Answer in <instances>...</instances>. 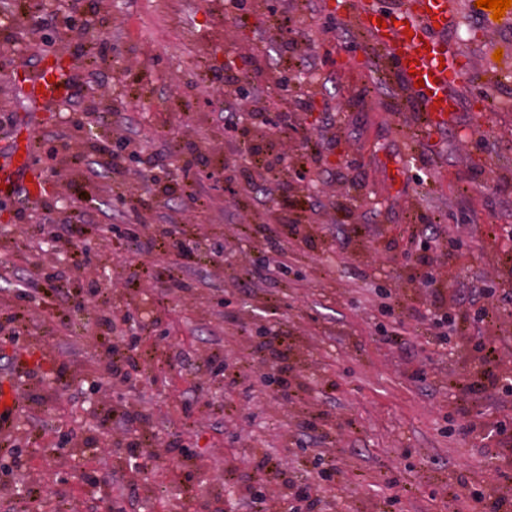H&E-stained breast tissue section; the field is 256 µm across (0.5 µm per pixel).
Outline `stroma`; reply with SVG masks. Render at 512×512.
Masks as SVG:
<instances>
[{
    "label": "stroma",
    "instance_id": "stroma-1",
    "mask_svg": "<svg viewBox=\"0 0 512 512\" xmlns=\"http://www.w3.org/2000/svg\"><path fill=\"white\" fill-rule=\"evenodd\" d=\"M336 2L248 0L235 11L228 0H0V145L28 133L46 183L37 202L0 193V328L15 333L0 338V375L22 393L0 465L23 464L0 468V512H54L71 499L103 512L108 493L125 512H255L238 487L264 485L256 448L288 463L331 456L320 486L332 512H456L455 496L487 484L512 492V463L498 454L512 396L464 399L456 388L477 369L478 343L512 344V15L488 28L473 0H454L448 41L464 103L450 130L429 135ZM75 23L83 41L68 37ZM60 54L75 90L33 110L6 74ZM246 54L264 72L243 98L224 64ZM286 77L289 97L313 109L270 140L259 92ZM76 113L83 129L70 123ZM121 135L129 166L141 150L166 155L159 181L125 183L127 196L151 198L148 227L169 229L149 259L127 235L112 170L71 164ZM307 136L320 141V166L305 161ZM175 139L195 143L191 167L166 154ZM278 153L274 191L265 164ZM190 185L202 204H189ZM282 218L297 219L296 232L270 248ZM423 253L440 269L439 295L416 277ZM31 277L39 292L21 300ZM379 290L393 314L375 305ZM456 300L465 332L443 349L409 308L442 314ZM116 306L143 326L125 384L100 345ZM484 306L491 321L478 317ZM283 349L297 375L291 402L276 381ZM317 412L325 434L303 431ZM473 420L482 437L464 434ZM130 441L146 471L129 469ZM31 483L41 498L15 496Z\"/></svg>",
    "mask_w": 512,
    "mask_h": 512
}]
</instances>
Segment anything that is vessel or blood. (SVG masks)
Masks as SVG:
<instances>
[{
    "label": "vessel or blood",
    "mask_w": 512,
    "mask_h": 512,
    "mask_svg": "<svg viewBox=\"0 0 512 512\" xmlns=\"http://www.w3.org/2000/svg\"><path fill=\"white\" fill-rule=\"evenodd\" d=\"M354 17L359 29L392 65L391 74L407 93L426 131L446 132L461 103L457 85L460 59L446 34L454 20L451 0H392L389 9L375 0H359ZM73 90L68 69L44 62L26 80L25 96L44 105L64 99ZM12 165L0 169V187L26 199L43 196L42 181L33 176L24 148H15ZM19 397L14 385L0 384V433L16 421Z\"/></svg>",
    "instance_id": "vessel-or-blood-1"
}]
</instances>
